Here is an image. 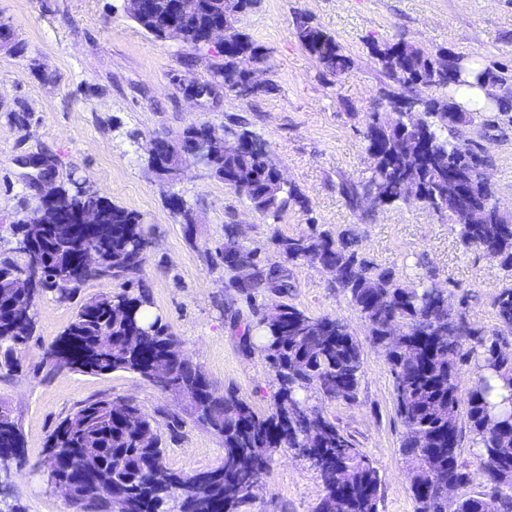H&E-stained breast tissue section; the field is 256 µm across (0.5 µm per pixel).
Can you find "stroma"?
<instances>
[{"label": "stroma", "mask_w": 512, "mask_h": 512, "mask_svg": "<svg viewBox=\"0 0 512 512\" xmlns=\"http://www.w3.org/2000/svg\"><path fill=\"white\" fill-rule=\"evenodd\" d=\"M300 15L336 37L351 68L339 76L323 72L296 38ZM0 24L22 46L17 53L0 50V240L9 238V224L38 195L34 170L26 164L33 155L50 160L56 182L80 180L138 212L149 240L144 284L153 312L216 389L236 391L261 412L276 389L264 356L240 343V324L251 311L228 288L217 257L228 224L244 225L242 244L263 250L273 236L300 235L314 223L351 230L366 260L408 280L434 276L455 296L466 297L472 324L495 327L492 299L512 284V273L482 249L464 247L457 225L427 205L367 214L352 209L338 185L366 175L369 116L385 108L395 88L370 42L404 39L429 51L445 48L512 75V0H257L243 24L267 63L258 93L246 100L225 91L199 101L185 98L182 83L210 81L209 65L219 54L153 38L127 15L124 0H0ZM487 117L488 125L473 139L496 196L512 213V117L495 111ZM239 121L270 143L308 210L295 207L278 221L268 220L243 195L191 166L166 186L138 147L193 123L220 128ZM172 191L194 210V230L170 209ZM291 282L290 303L313 316L341 319L364 337L360 314L317 265L292 266ZM76 309V302L45 295L34 336L20 354L22 370L0 376V401L18 420L24 441L26 464L9 479L20 512H68L45 481L46 442L62 419L91 398L127 397L153 415L170 469L191 475L219 466L221 439L136 375H47L44 350ZM363 354L355 401L327 402L324 411L380 468V512H417L399 452L403 427L394 412L391 374L371 344H364ZM170 412L183 415L179 433L169 430ZM321 496L313 470L284 450L247 512H311Z\"/></svg>", "instance_id": "35a3bbf8"}]
</instances>
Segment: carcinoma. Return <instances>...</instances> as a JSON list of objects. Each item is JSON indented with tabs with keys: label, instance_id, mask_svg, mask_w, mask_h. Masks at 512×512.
<instances>
[{
	"label": "carcinoma",
	"instance_id": "1",
	"mask_svg": "<svg viewBox=\"0 0 512 512\" xmlns=\"http://www.w3.org/2000/svg\"><path fill=\"white\" fill-rule=\"evenodd\" d=\"M255 0L224 2L227 51L221 62L210 64L211 79L224 78L233 57L266 56L241 22ZM216 17L202 11L182 21L183 39L191 48L205 42V28ZM298 41L318 60L323 70L340 75L351 58L334 36L310 19L296 18ZM372 54L398 86L397 97L413 95L419 87L448 90V100L433 98L429 111L413 124L402 112H373L367 124L368 176L346 179L340 192L356 209L423 203L459 226L460 242L477 247L512 271V216L495 210L488 196L469 190L465 198L448 197V178L465 166L486 161L460 133L484 124L486 105L470 96L491 77V67L478 59L463 62V55L440 49L429 52L398 40L374 44ZM460 81L450 82L459 63ZM224 129L249 142L241 152L211 161V175L243 192L254 211L277 220L289 208L308 210L307 200L294 186L281 184L267 166L269 145L246 127ZM69 214L87 207L99 211L100 222L86 226L77 239L65 224H48L35 231L27 216L10 225L13 242L29 239L32 247L0 250V372L13 375L22 369L20 350L30 340L13 335L16 312H26L35 323L39 298L52 293L61 301L75 298L85 281H68L64 273L86 248L97 250L104 268L101 277L119 280L127 289L99 294L81 301L77 312L45 352L49 371L54 347L74 356L68 370L101 375L128 372L162 391L179 387L192 396L190 413L224 444V462L209 470L215 480L197 484L198 475L168 468L155 419L129 401L98 398L81 404L56 426L47 441L48 476L75 472L84 449L95 450L98 472L112 480L119 496L89 495L69 503L72 512H243L252 489L266 482L270 463L284 449H305L307 461L321 482L323 495L312 512H379L383 478L374 461L325 414L326 401L352 402L363 374L361 343L338 318L311 316L288 301L292 288L289 265L306 261L331 276L365 322L367 337L384 357L393 382L395 412L403 426L400 453L409 488L419 512H444L448 496L444 486L473 483L474 475L459 460L463 430L481 461L479 490L463 495L458 512H512V449L499 444L512 441V355L500 351L505 334H512V287L500 289L492 306L497 321L486 330L472 325L454 306V294L433 278L410 281L371 264L354 249L343 231L312 226L298 236H275L263 253L243 245L234 224L224 225V247L218 252L228 276L255 311L242 344L258 349L269 363L277 390L273 406L259 412L234 391L219 392L200 368L173 358L166 375H155L150 360L169 353L178 339L158 315L146 321L153 301L143 286L146 257L141 242L146 233L138 213L117 205L96 192L81 195L76 184L56 186ZM42 269L36 287L21 288L19 281L32 258ZM251 269L241 284L237 271ZM274 295L276 305L256 310V298ZM456 328L448 341V323ZM474 364L478 377L461 392L460 366ZM22 445L12 411L0 403V448Z\"/></svg>",
	"mask_w": 512,
	"mask_h": 512
}]
</instances>
